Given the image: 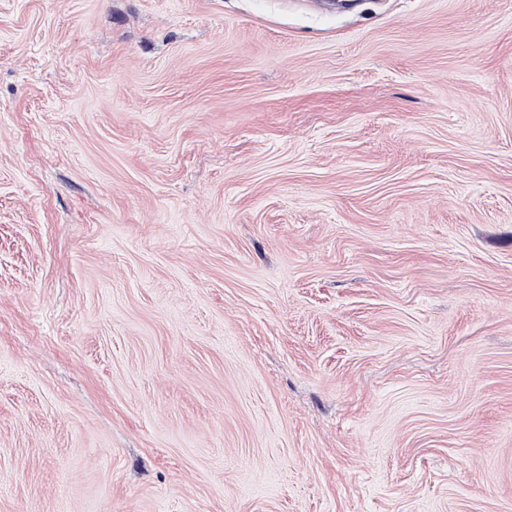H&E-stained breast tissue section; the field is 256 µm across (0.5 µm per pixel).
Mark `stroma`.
<instances>
[{
	"instance_id": "stroma-1",
	"label": "stroma",
	"mask_w": 512,
	"mask_h": 512,
	"mask_svg": "<svg viewBox=\"0 0 512 512\" xmlns=\"http://www.w3.org/2000/svg\"><path fill=\"white\" fill-rule=\"evenodd\" d=\"M0 512H512V0H0Z\"/></svg>"
}]
</instances>
